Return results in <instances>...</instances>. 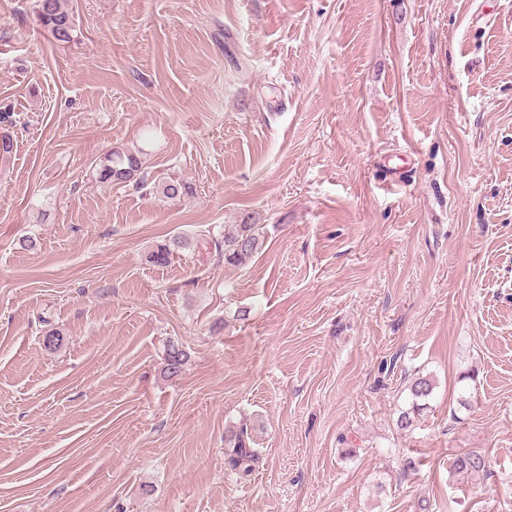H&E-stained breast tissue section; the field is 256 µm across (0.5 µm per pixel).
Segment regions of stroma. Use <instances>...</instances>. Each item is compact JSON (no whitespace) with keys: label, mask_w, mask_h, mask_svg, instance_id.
<instances>
[{"label":"stroma","mask_w":512,"mask_h":512,"mask_svg":"<svg viewBox=\"0 0 512 512\" xmlns=\"http://www.w3.org/2000/svg\"><path fill=\"white\" fill-rule=\"evenodd\" d=\"M70 4L0 0V512H512V0ZM36 16L41 25L58 43H70L74 39L76 23L67 0H36ZM137 155L133 153L112 152L101 160L98 179L101 182H131L140 171L141 165ZM136 188H144V178L134 180ZM263 225L235 224L224 232V263L245 265L259 253L264 242ZM188 247V242L182 237H175L169 244L159 245L148 255V261L154 265H168L180 249ZM188 358L189 354L182 344L170 342L165 351V371L170 376L179 375L187 364ZM433 383L429 378H418L410 386V394L413 399L411 411H405L398 418V427L401 429L409 428L413 423L416 412L420 411L422 404L419 402L427 401L433 393ZM412 414V415H411ZM224 442L225 461L231 471L240 478L249 477L255 469L258 454L251 447L253 437L247 424L241 425L236 430H228ZM485 458L477 451H470L463 455L456 456L452 461L451 473L472 475L484 471Z\"/></svg>","instance_id":"stroma-1"}]
</instances>
